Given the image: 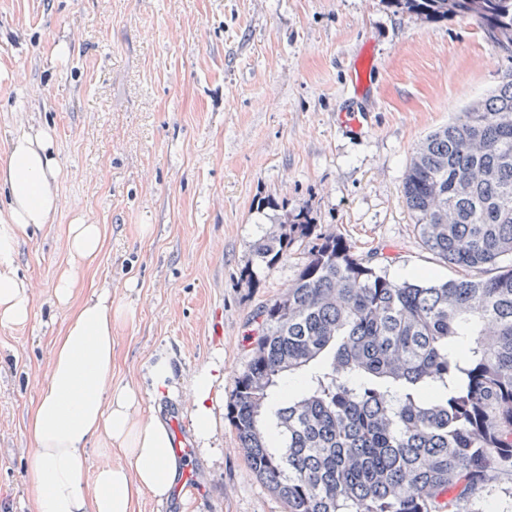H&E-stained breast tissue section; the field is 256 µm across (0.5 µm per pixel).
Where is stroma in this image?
Wrapping results in <instances>:
<instances>
[{
	"instance_id": "35a3bbf8",
	"label": "stroma",
	"mask_w": 512,
	"mask_h": 512,
	"mask_svg": "<svg viewBox=\"0 0 512 512\" xmlns=\"http://www.w3.org/2000/svg\"><path fill=\"white\" fill-rule=\"evenodd\" d=\"M510 70L474 21L430 22L390 0H0V156L20 125L48 127L63 200L18 249L33 317L0 326V512H34L25 424L66 324L53 286L74 204L104 231L81 294L108 283L129 310L113 382L144 384L160 354L181 386L224 366L211 442L223 454L190 443L205 492L176 512H285L227 418L251 317L299 270L295 257L260 266L254 244L304 212L356 257L386 258L392 280L455 278L417 236L404 174L430 131Z\"/></svg>"
}]
</instances>
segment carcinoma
Segmentation results:
<instances>
[{"label": "carcinoma", "instance_id": "obj_1", "mask_svg": "<svg viewBox=\"0 0 512 512\" xmlns=\"http://www.w3.org/2000/svg\"><path fill=\"white\" fill-rule=\"evenodd\" d=\"M390 2L473 20L512 53V0ZM402 194L422 245L464 275L396 282L301 212L253 247L269 270L306 248L288 292L254 312L228 404L286 512H472L512 477L511 72L417 145ZM293 374L301 391L273 403Z\"/></svg>", "mask_w": 512, "mask_h": 512}]
</instances>
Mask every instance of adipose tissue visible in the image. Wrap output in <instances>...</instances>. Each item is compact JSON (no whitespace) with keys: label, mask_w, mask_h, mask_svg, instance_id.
I'll return each instance as SVG.
<instances>
[{"label":"adipose tissue","mask_w":512,"mask_h":512,"mask_svg":"<svg viewBox=\"0 0 512 512\" xmlns=\"http://www.w3.org/2000/svg\"><path fill=\"white\" fill-rule=\"evenodd\" d=\"M60 179L51 131L31 125L12 135L0 161V189L8 196L6 210L0 211V326L22 325L31 316V284L15 268L16 247L60 210ZM71 214L69 253L92 260L102 245V227L89 223L79 206H72ZM78 288L73 267L54 286L68 320L53 340L50 368L28 415L33 452L26 483L36 512H135L143 495L168 498L181 459L163 419L142 414L140 389L112 381L113 332L126 319L125 307L113 301L110 288L83 297ZM216 379L207 367L189 387L195 438L206 453L217 429ZM94 452L103 462L93 470Z\"/></svg>","instance_id":"1"}]
</instances>
